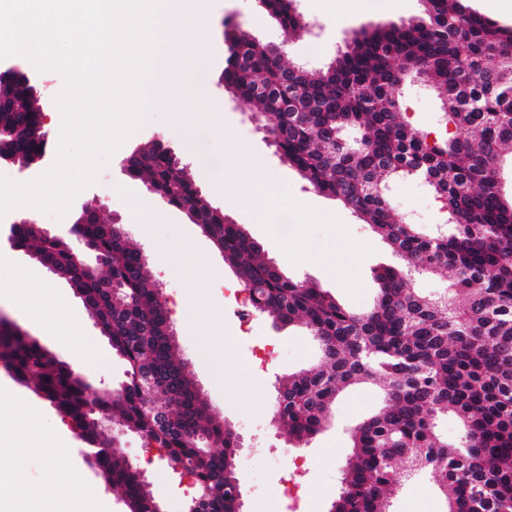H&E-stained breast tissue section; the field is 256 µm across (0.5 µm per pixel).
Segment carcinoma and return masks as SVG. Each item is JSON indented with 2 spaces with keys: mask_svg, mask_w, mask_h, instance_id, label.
<instances>
[{
  "mask_svg": "<svg viewBox=\"0 0 512 512\" xmlns=\"http://www.w3.org/2000/svg\"><path fill=\"white\" fill-rule=\"evenodd\" d=\"M422 2L418 18L352 33L345 50L319 69L285 62L236 27L224 32L225 89L262 110L261 128L283 162L360 217L398 259L376 272L380 291L370 308L353 311L285 276L160 142L128 156V174L146 179L164 204L184 211L213 241L254 311L298 323L318 341L320 364L277 387L275 419L297 447L326 427L347 388L369 384L382 392V408L352 431V453L329 512H389L401 478L422 471L444 494L446 512H512V197L502 194L499 178L504 158L512 159V29L469 11L463 0ZM261 4L284 31L303 27L293 0ZM409 76L440 99L435 134L400 112L399 90ZM2 97L9 102L0 110L4 146L28 159L43 148L32 96L16 85L0 87ZM347 129L360 138L347 142ZM399 178L423 181L446 223L426 234L396 219L389 184ZM78 233L107 258L105 270L87 272L68 242L33 224L18 228L14 246L65 274L124 361L126 380L118 390L91 395L64 362L7 326L0 364L80 431L88 462L121 491L128 512H154L156 496L110 439L87 428L91 408L163 452L167 467L181 466L197 486L191 512H240L228 491L237 479L239 436L199 401L143 255L115 224L94 218ZM443 273L448 287L440 295L413 287L416 274ZM146 380L179 409L149 411ZM450 410L461 424L455 444L437 429ZM198 431L206 436L202 443L194 439Z\"/></svg>",
  "mask_w": 512,
  "mask_h": 512,
  "instance_id": "cac0c4a2",
  "label": "carcinoma"
}]
</instances>
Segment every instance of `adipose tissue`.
I'll use <instances>...</instances> for the list:
<instances>
[{"label":"adipose tissue","instance_id":"1","mask_svg":"<svg viewBox=\"0 0 512 512\" xmlns=\"http://www.w3.org/2000/svg\"><path fill=\"white\" fill-rule=\"evenodd\" d=\"M224 147L237 156L235 176L253 204L275 202L277 182L261 161L252 156L245 144L228 141ZM10 301L31 324L52 327L60 344L75 346L77 332L53 291L42 288L32 295L18 288ZM11 418L26 430L27 437L10 453H0V512H97L95 501L80 477L57 466L58 460L70 450L69 434H60L49 444L39 442L44 418L37 406L26 399L16 400ZM32 455L42 456L46 461L36 484L27 481L23 468L25 459Z\"/></svg>","mask_w":512,"mask_h":512}]
</instances>
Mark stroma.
I'll return each mask as SVG.
<instances>
[{
    "label": "stroma",
    "instance_id": "obj_1",
    "mask_svg": "<svg viewBox=\"0 0 512 512\" xmlns=\"http://www.w3.org/2000/svg\"><path fill=\"white\" fill-rule=\"evenodd\" d=\"M194 6L203 15L201 45L208 62L198 68L186 65L175 54L168 60L170 76L187 79L194 94L175 110L162 105L148 107L143 125L112 155L98 182L75 197L63 219L24 208L11 211L9 217L31 220L39 229L68 240L91 264L95 254L86 249L75 225L85 211H96L102 221L121 225L128 242L144 256L150 282L160 288L163 300L169 302L180 292L194 290L200 317L173 318L176 345L213 412L240 438L237 476L243 510L290 512L280 486L281 456L290 442L287 431L273 423L275 383L281 376L317 364L319 349L299 326L274 323L265 314H252L250 324L241 325L237 311L247 304L248 295L225 265L222 253L177 208L166 207L162 222L146 224L140 201L150 191L145 180L131 178L123 171L122 162L131 152L163 141L186 164L198 190L258 241L265 256L286 276L315 283L348 308H369L379 293L374 272L393 264L394 255L349 209L315 192L295 168L282 162L251 111L225 89L220 80L224 30L226 25H235L262 43L282 47L286 60L321 68L343 47L346 34L413 19L421 15L423 5L421 0H360L354 6L343 0H295L309 31L291 39L256 0H195ZM402 101L408 122L424 130L436 126L440 102L431 88L408 79ZM228 139L246 143L262 160L277 180L280 202L258 209L239 196L235 164L224 150ZM298 196L307 198L308 213L290 206V199ZM389 198L397 217L422 227L446 220L439 202L421 184L392 182ZM186 247L198 260L188 273L178 268ZM35 264L29 252L0 245V314L20 327L25 324L24 317L10 305L9 296L17 267ZM40 282L52 288L76 316L91 365L83 376L89 391L119 389L126 366L100 335L81 299L65 279L48 270H41ZM264 344L276 351L275 360L266 365L259 364L254 356L255 349ZM220 366L225 372L218 378L214 370ZM381 404V394L368 387L345 393L336 403L332 424L300 449L306 463L298 479L311 489L304 512H328L342 464L351 451L350 429ZM110 433L117 438L125 460L145 472L164 512H185L195 492L191 478L168 469L157 450L143 447L137 434L115 423ZM84 448L80 435H73L70 454L59 460V467L77 470L89 491L102 500L106 512H127L119 494L85 462ZM390 510L444 512L445 503L430 475L423 473L402 482Z\"/></svg>",
    "mask_w": 512,
    "mask_h": 512
}]
</instances>
